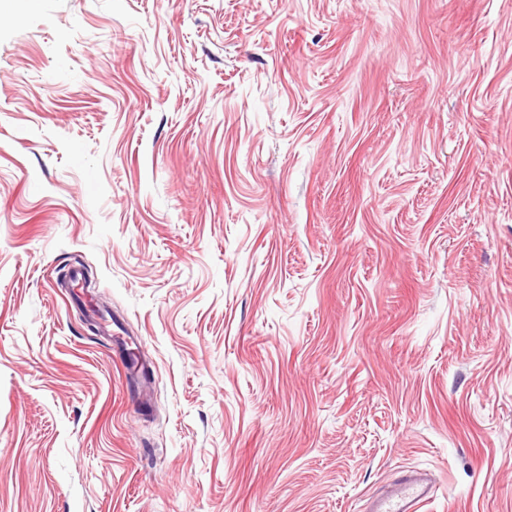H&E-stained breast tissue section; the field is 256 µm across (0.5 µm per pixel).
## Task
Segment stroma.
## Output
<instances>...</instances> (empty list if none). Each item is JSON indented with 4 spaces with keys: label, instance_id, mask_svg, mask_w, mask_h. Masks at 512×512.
<instances>
[{
    "label": "stroma",
    "instance_id": "1",
    "mask_svg": "<svg viewBox=\"0 0 512 512\" xmlns=\"http://www.w3.org/2000/svg\"><path fill=\"white\" fill-rule=\"evenodd\" d=\"M413 466L512 512V0H0V512Z\"/></svg>",
    "mask_w": 512,
    "mask_h": 512
}]
</instances>
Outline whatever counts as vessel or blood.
<instances>
[{
    "instance_id": "b4317fda",
    "label": "vessel or blood",
    "mask_w": 512,
    "mask_h": 512,
    "mask_svg": "<svg viewBox=\"0 0 512 512\" xmlns=\"http://www.w3.org/2000/svg\"><path fill=\"white\" fill-rule=\"evenodd\" d=\"M434 492L435 486L426 471L409 468L386 490L373 495L367 509L368 512H421Z\"/></svg>"
}]
</instances>
